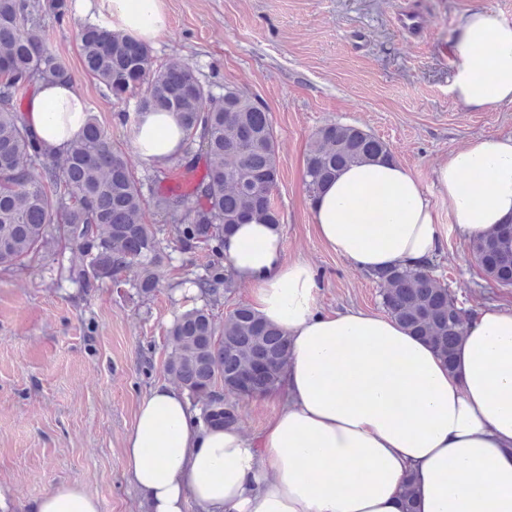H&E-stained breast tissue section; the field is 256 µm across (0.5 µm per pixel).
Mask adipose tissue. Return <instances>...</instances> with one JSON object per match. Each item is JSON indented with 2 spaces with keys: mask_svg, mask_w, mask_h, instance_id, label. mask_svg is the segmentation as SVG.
Wrapping results in <instances>:
<instances>
[{
  "mask_svg": "<svg viewBox=\"0 0 512 512\" xmlns=\"http://www.w3.org/2000/svg\"><path fill=\"white\" fill-rule=\"evenodd\" d=\"M133 41L168 27L162 0H77ZM450 91L468 109L512 106V21L486 9L461 14ZM74 83L43 81L25 114L49 154L88 117ZM184 138L169 112L132 129L151 163ZM448 222L472 240L512 222V135L452 152L434 171ZM319 239L361 272L412 267L442 247L439 216L420 183L395 162L356 163L312 203ZM236 283L291 342L278 408L259 437L204 427L187 396L161 384L140 401L124 438L129 477L145 512H403L407 482L417 512H512V308L478 310L464 325L456 367L387 316L326 312L319 278L287 260L278 232L253 221L224 240ZM35 512H100L82 482L48 488Z\"/></svg>",
  "mask_w": 512,
  "mask_h": 512,
  "instance_id": "1",
  "label": "adipose tissue"
}]
</instances>
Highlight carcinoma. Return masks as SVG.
<instances>
[{
	"label": "carcinoma",
	"mask_w": 512,
	"mask_h": 512,
	"mask_svg": "<svg viewBox=\"0 0 512 512\" xmlns=\"http://www.w3.org/2000/svg\"><path fill=\"white\" fill-rule=\"evenodd\" d=\"M38 0H0V267L28 272L66 249L80 263L68 278L90 292L109 280L125 282L148 299L159 288L197 289L201 305L176 315L165 331L166 371L199 410L207 427L238 423L224 393L253 397L280 387L288 360L286 333L251 306L240 304L218 327L215 310L235 280L224 267V237L245 221L279 229L273 193L279 169L269 112L248 93L231 85L216 94L197 71L177 56L158 66L151 48L102 24L85 26L78 53L84 72L104 86L116 103L127 101L142 84L134 114L173 113L185 132L177 166L203 173L185 186L164 188L166 168L134 176L127 154L112 144L97 117L68 147L48 157L29 129L20 103L42 80H72L61 57L48 44ZM380 138L342 124L316 133V147L305 163V184L314 198L347 166L392 161ZM171 223L145 222L146 208ZM512 227L502 224L470 242V252L489 280L512 287V252L502 248ZM205 254L203 272L175 265L174 254ZM383 285L382 306L391 318L432 344L455 368L457 347L469 318L448 284L428 261L416 268H394L370 275Z\"/></svg>",
	"instance_id": "obj_1"
}]
</instances>
